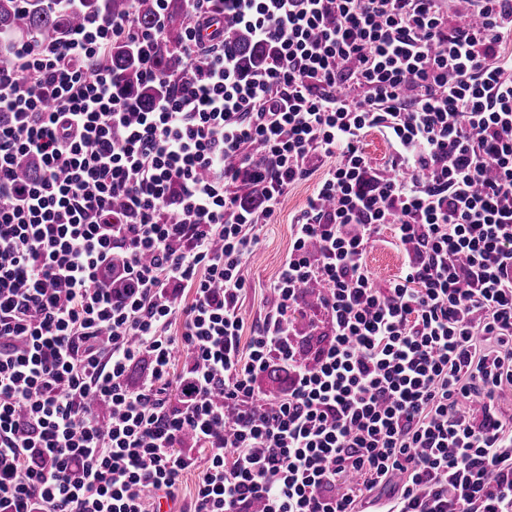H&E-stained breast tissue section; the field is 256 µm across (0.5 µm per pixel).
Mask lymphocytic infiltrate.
I'll return each instance as SVG.
<instances>
[{
	"instance_id": "f902f5d3",
	"label": "lymphocytic infiltrate",
	"mask_w": 512,
	"mask_h": 512,
	"mask_svg": "<svg viewBox=\"0 0 512 512\" xmlns=\"http://www.w3.org/2000/svg\"><path fill=\"white\" fill-rule=\"evenodd\" d=\"M186 2L147 112L100 57L150 59L164 19L0 59V512H160L191 469L179 512H512V0ZM221 16L262 73L201 40ZM325 158L245 336V267ZM224 33V48H227L239 60L244 72L249 75L264 67L271 55V46L256 43L242 27L229 18L219 19L202 28L203 41H217ZM366 260L377 286L386 288L389 282L399 275L403 254L397 247L377 243L368 253Z\"/></svg>"
}]
</instances>
